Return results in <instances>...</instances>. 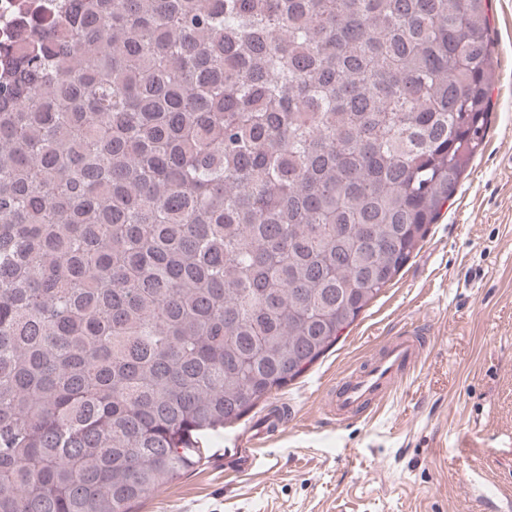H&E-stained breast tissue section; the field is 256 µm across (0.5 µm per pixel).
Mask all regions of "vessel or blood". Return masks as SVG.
Wrapping results in <instances>:
<instances>
[{"mask_svg":"<svg viewBox=\"0 0 512 512\" xmlns=\"http://www.w3.org/2000/svg\"><path fill=\"white\" fill-rule=\"evenodd\" d=\"M425 347L423 333L415 326L389 337L378 356L343 375L332 388L325 390V413L340 424L362 416L369 403L384 401L404 381L418 364ZM269 423V428L257 433L255 443L243 455L240 471L251 469L271 440L286 427L285 418L276 411L270 413Z\"/></svg>","mask_w":512,"mask_h":512,"instance_id":"b4317fda","label":"vessel or blood"}]
</instances>
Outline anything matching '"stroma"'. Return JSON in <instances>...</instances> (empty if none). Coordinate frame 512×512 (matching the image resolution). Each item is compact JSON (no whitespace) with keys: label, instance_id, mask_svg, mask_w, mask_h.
<instances>
[{"label":"stroma","instance_id":"1","mask_svg":"<svg viewBox=\"0 0 512 512\" xmlns=\"http://www.w3.org/2000/svg\"><path fill=\"white\" fill-rule=\"evenodd\" d=\"M496 65L480 152L408 263L312 367L274 393L294 418L247 473L265 404L201 439L193 469L136 512H485L463 482L512 492V0H491ZM416 374L372 421H327L321 394L407 323Z\"/></svg>","mask_w":512,"mask_h":512}]
</instances>
